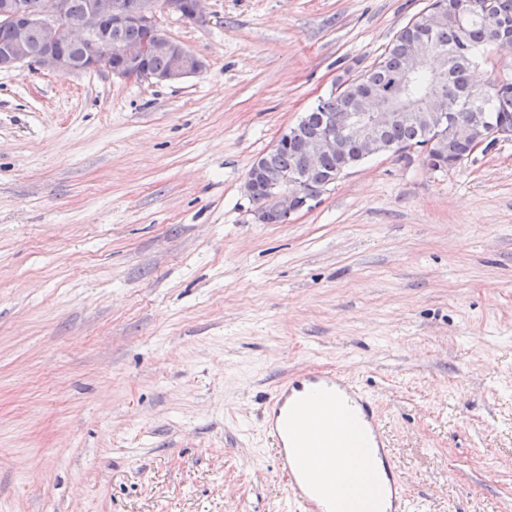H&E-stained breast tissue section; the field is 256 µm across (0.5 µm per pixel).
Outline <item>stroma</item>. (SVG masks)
<instances>
[{
  "label": "stroma",
  "instance_id": "1",
  "mask_svg": "<svg viewBox=\"0 0 512 512\" xmlns=\"http://www.w3.org/2000/svg\"><path fill=\"white\" fill-rule=\"evenodd\" d=\"M429 0L158 11L205 69L0 70V512H276L293 376L375 398L418 512H512V139L386 153L283 224L243 183Z\"/></svg>",
  "mask_w": 512,
  "mask_h": 512
}]
</instances>
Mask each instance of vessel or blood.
<instances>
[{"mask_svg": "<svg viewBox=\"0 0 512 512\" xmlns=\"http://www.w3.org/2000/svg\"><path fill=\"white\" fill-rule=\"evenodd\" d=\"M321 398L345 409L356 420L369 448H384L370 392L332 370H320L302 380L280 387L268 400L264 417L267 431L276 439L279 464L288 472V493L279 512H336L334 496H320L311 490L306 471L311 466L304 454L310 445L325 450L335 448L336 422L307 417L308 403ZM389 506L385 512H416L417 504L407 495L396 477H389Z\"/></svg>", "mask_w": 512, "mask_h": 512, "instance_id": "obj_1", "label": "vessel or blood"}]
</instances>
